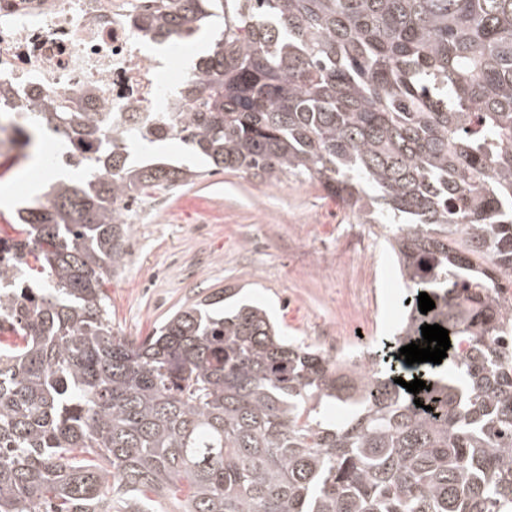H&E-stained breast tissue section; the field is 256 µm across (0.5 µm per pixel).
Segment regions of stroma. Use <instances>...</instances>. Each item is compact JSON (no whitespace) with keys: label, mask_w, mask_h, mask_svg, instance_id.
Masks as SVG:
<instances>
[{"label":"stroma","mask_w":512,"mask_h":512,"mask_svg":"<svg viewBox=\"0 0 512 512\" xmlns=\"http://www.w3.org/2000/svg\"><path fill=\"white\" fill-rule=\"evenodd\" d=\"M131 225L126 263L107 286L121 336H148L224 288L319 349L359 323L373 346L396 333L406 288L387 229L358 223L319 182L215 170L144 199Z\"/></svg>","instance_id":"35a3bbf8"}]
</instances>
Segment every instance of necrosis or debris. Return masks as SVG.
<instances>
[{"mask_svg":"<svg viewBox=\"0 0 512 512\" xmlns=\"http://www.w3.org/2000/svg\"><path fill=\"white\" fill-rule=\"evenodd\" d=\"M157 0H0V106L14 126L0 156L19 151L13 129L33 104L108 112L113 126L147 123L183 72L170 53L153 55L135 18Z\"/></svg>","mask_w":512,"mask_h":512,"instance_id":"necrosis-or-debris-1","label":"necrosis or debris"}]
</instances>
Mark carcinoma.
Returning a JSON list of instances; mask_svg holds the SVG:
<instances>
[{
	"label": "carcinoma",
	"mask_w": 512,
	"mask_h": 512,
	"mask_svg": "<svg viewBox=\"0 0 512 512\" xmlns=\"http://www.w3.org/2000/svg\"><path fill=\"white\" fill-rule=\"evenodd\" d=\"M216 17L159 135L40 105L19 127L88 152L0 238V512H512V0H159L137 22L167 43ZM170 140L391 227L414 290L395 344L438 324L448 368L373 346L333 365L219 292L115 336L114 204L202 175L145 156Z\"/></svg>",
	"instance_id": "obj_1"
}]
</instances>
